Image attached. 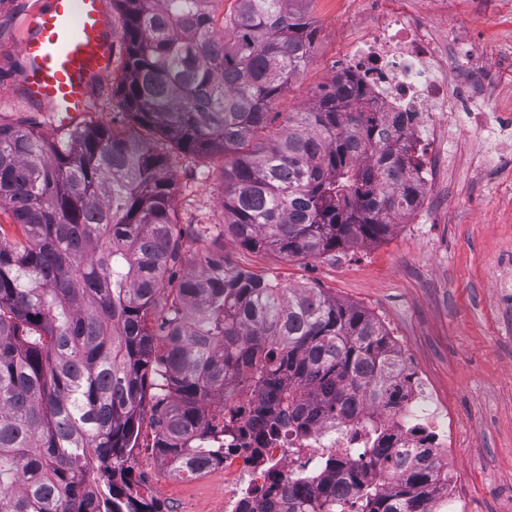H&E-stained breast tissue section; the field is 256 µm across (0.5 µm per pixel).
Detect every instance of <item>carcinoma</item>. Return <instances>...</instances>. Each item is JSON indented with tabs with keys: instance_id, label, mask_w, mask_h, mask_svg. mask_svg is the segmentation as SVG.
Masks as SVG:
<instances>
[{
	"instance_id": "1",
	"label": "carcinoma",
	"mask_w": 512,
	"mask_h": 512,
	"mask_svg": "<svg viewBox=\"0 0 512 512\" xmlns=\"http://www.w3.org/2000/svg\"><path fill=\"white\" fill-rule=\"evenodd\" d=\"M116 2L120 105L178 150L224 157V223L179 227L168 158L148 142L77 124L56 146L32 122L0 123V512H162L128 478L146 411L157 454L193 478L224 463L237 421L212 408L224 387L258 397L255 420L277 409L305 426L314 400L344 418L389 403L399 374L368 312L184 242L229 235L290 259L385 238L424 191L409 113L365 111L358 81L339 76L269 131L317 37L300 0H236L226 38L224 0ZM384 439L364 454L399 480L329 459L355 492L295 488L288 512H432L448 478L424 449Z\"/></svg>"
}]
</instances>
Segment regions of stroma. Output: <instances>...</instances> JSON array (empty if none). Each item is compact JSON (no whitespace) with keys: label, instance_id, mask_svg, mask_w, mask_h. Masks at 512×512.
Masks as SVG:
<instances>
[{"label":"stroma","instance_id":"1","mask_svg":"<svg viewBox=\"0 0 512 512\" xmlns=\"http://www.w3.org/2000/svg\"><path fill=\"white\" fill-rule=\"evenodd\" d=\"M44 0H0V122L33 121L51 143L63 140L48 114L35 111L17 81L19 39ZM318 29L311 62L275 102L276 125L285 114L309 108L321 86L336 76L339 47L364 36L375 20L373 0H307ZM449 59L462 56L486 69L467 112H452L439 143L428 145L434 179L417 208L397 218L391 233L318 258H284L247 251L221 239L235 265L275 279L281 287L322 289L377 318L391 339H405L415 365L447 402L455 436L448 471L468 512H512V306L498 297L497 283L512 278V156L505 136L486 129L469 135L473 117L512 111V15L477 12L459 0L443 16L429 4L423 16ZM127 59L118 49L111 75L96 93L84 121L148 139L119 105V82ZM220 156L168 153L175 183L173 209L180 226L224 221ZM150 422L140 428L131 459L134 484L163 512H224V469L191 479L171 473L153 445Z\"/></svg>","mask_w":512,"mask_h":512}]
</instances>
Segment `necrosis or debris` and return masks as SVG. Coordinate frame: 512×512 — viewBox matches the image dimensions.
<instances>
[{"instance_id": "necrosis-or-debris-1", "label": "necrosis or debris", "mask_w": 512, "mask_h": 512, "mask_svg": "<svg viewBox=\"0 0 512 512\" xmlns=\"http://www.w3.org/2000/svg\"><path fill=\"white\" fill-rule=\"evenodd\" d=\"M381 10L361 40L345 48L338 71L359 75L365 103L372 112H410L409 127L416 149H423L435 126L445 124L449 111H467L474 85L467 77L449 80L448 58L422 25L415 0H379ZM404 371L395 380L391 404L375 405L356 416L336 418L319 412L308 430L296 431L283 414L224 440V512H239L242 503L268 493L279 500L297 484L311 493L338 491L337 477L320 472L323 461H352L363 477L383 475L380 464L364 457L374 424H381L394 448H425L442 459L452 446L448 408L434 394L411 352L397 349Z\"/></svg>"}]
</instances>
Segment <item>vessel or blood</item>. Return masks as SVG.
Wrapping results in <instances>:
<instances>
[{"mask_svg":"<svg viewBox=\"0 0 512 512\" xmlns=\"http://www.w3.org/2000/svg\"><path fill=\"white\" fill-rule=\"evenodd\" d=\"M117 36L108 0H46L26 24L21 80L27 100L71 129L112 70Z\"/></svg>","mask_w":512,"mask_h":512,"instance_id":"b4317fda","label":"vessel or blood"}]
</instances>
